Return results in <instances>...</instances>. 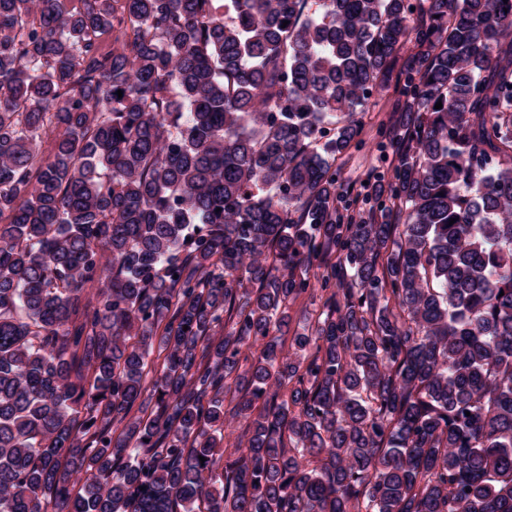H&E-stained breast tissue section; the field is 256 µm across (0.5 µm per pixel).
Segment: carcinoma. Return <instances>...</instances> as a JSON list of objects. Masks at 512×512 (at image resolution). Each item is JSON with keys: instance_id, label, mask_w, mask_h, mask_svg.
<instances>
[{"instance_id": "1", "label": "carcinoma", "mask_w": 512, "mask_h": 512, "mask_svg": "<svg viewBox=\"0 0 512 512\" xmlns=\"http://www.w3.org/2000/svg\"><path fill=\"white\" fill-rule=\"evenodd\" d=\"M0 512H512V0H0ZM406 57L407 53L402 52L388 75V87L372 98L376 104L371 106L366 113L362 132V137L366 140L367 145L361 151L354 150L348 157L336 162V167H340L339 185L351 196L364 193L362 185L367 180L369 173L373 170H381L384 165L379 159V152L375 146L378 139L375 138L377 137L376 130L381 122H387L392 113L397 110L394 82Z\"/></svg>"}]
</instances>
